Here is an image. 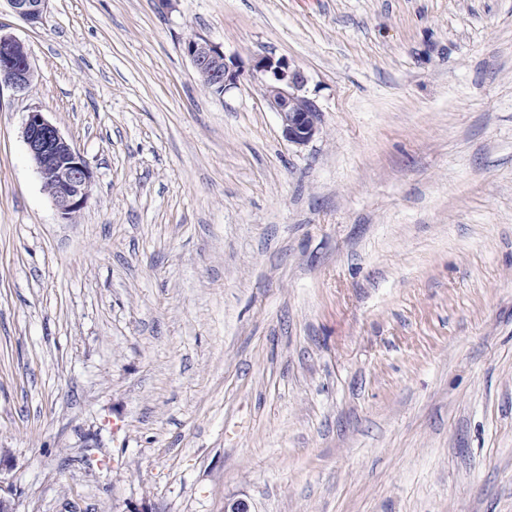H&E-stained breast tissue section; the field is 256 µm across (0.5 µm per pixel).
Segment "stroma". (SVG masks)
Here are the masks:
<instances>
[{
	"label": "stroma",
	"instance_id": "1",
	"mask_svg": "<svg viewBox=\"0 0 512 512\" xmlns=\"http://www.w3.org/2000/svg\"><path fill=\"white\" fill-rule=\"evenodd\" d=\"M0 32L34 71L0 88L15 512H512V0H0ZM35 109L92 171L69 220ZM12 10L30 24L37 23L46 8L47 0H7ZM186 50L202 84L209 91L219 90L221 92L215 93L222 94L230 86L237 84L241 74L238 64H229L217 46L203 38H197L188 41ZM265 77L263 97L268 107L278 114L288 142L304 145L319 133V113L303 94L304 72L281 59L258 57L253 65Z\"/></svg>",
	"mask_w": 512,
	"mask_h": 512
}]
</instances>
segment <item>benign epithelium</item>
<instances>
[{"label":"benign epithelium","instance_id":"7a95c632","mask_svg":"<svg viewBox=\"0 0 512 512\" xmlns=\"http://www.w3.org/2000/svg\"><path fill=\"white\" fill-rule=\"evenodd\" d=\"M12 10L30 24L37 23L47 0H7ZM186 50L196 72L210 91L221 92L237 84L241 70L228 63L224 53L203 38L188 41ZM253 68L265 77L263 97L268 107L278 114L288 142L304 145L319 133V113L303 94L304 72L281 59L259 57ZM32 80V70L25 46L9 35L0 34V87L23 90ZM23 139L29 157L43 183L53 187L55 205L64 219L75 216L89 197L92 172L84 156L61 134L45 115L35 110L27 115Z\"/></svg>","mask_w":512,"mask_h":512}]
</instances>
